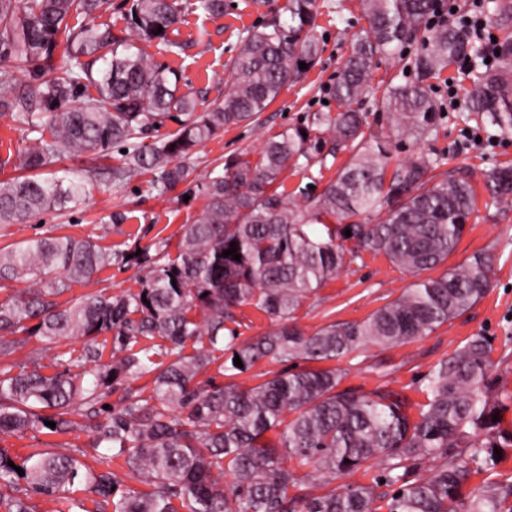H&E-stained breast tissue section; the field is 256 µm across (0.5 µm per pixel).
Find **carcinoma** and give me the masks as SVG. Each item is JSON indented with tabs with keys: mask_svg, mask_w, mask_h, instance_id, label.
<instances>
[{
	"mask_svg": "<svg viewBox=\"0 0 512 512\" xmlns=\"http://www.w3.org/2000/svg\"><path fill=\"white\" fill-rule=\"evenodd\" d=\"M123 4L129 34L120 37L97 22L113 0H0V50L37 71L19 94L12 67L0 68V110L51 129L50 139H36L11 162L21 175L0 180L1 225L80 202L82 181L34 174L70 153L108 157L124 148L117 163L91 169L87 178L106 174L123 183L148 174L150 191L165 196L192 175L197 146L255 122L301 77L299 63L310 68L322 52L316 0H285L281 12L246 30L224 101L199 113L175 70L149 62L133 45L154 42L180 53L181 42L169 37L181 21L179 0ZM196 8L224 16V0H196ZM488 9L480 3L470 21L450 24L441 19L444 0H361L367 27L328 88L338 110L309 112L266 140L256 160L231 155L223 172L204 176L196 193L205 204L182 225L173 258L165 238L128 253L71 236L0 248V282H31L0 302V359L7 363L0 367V435L45 430L89 438L87 449L63 443L30 453L16 463L22 475L0 448V512H36L29 505L36 495L59 503L57 512H378L380 500L387 512H512V482L468 488L477 468H494V450L512 448V430L493 421L502 403L490 380L486 336H472L433 366L426 402L414 415L401 389H342L344 369L306 366L403 345L462 316L490 288L487 254L414 283L360 322H331L311 333L294 322L300 300L363 251L416 274L455 252L476 204L470 179L443 169L447 159L436 153L390 162L393 150L438 134L445 104L430 80L461 61L474 72L469 111L489 127H512V44L486 65L473 34ZM79 16L85 24H69ZM59 50L68 64L58 70L52 60ZM384 58L403 63L414 79L386 82L373 107L386 114L387 130L376 131L361 104ZM48 70L53 77L46 79ZM174 112L187 119L143 142ZM340 151L348 162L321 192L301 204L286 191V169L316 186ZM483 178L493 200L512 197V166H494ZM232 242L238 261L223 256ZM114 263L137 269L138 291L92 290L67 305L55 301ZM45 270L59 277L44 282ZM245 304L275 328L239 341L229 324ZM107 333L112 354L104 363L96 339ZM69 336L84 338L80 353L64 370L45 373L52 345ZM217 352L239 356L243 367L225 366ZM263 359L285 368L262 374L252 387L208 376L214 369L232 378ZM273 431L276 438H268ZM89 455L92 466L83 462ZM287 459L309 472L297 476ZM371 460L378 472L368 484L317 495L302 489L307 478L328 486ZM429 461L437 465L424 475ZM117 467L141 487L124 484ZM77 483L83 498L72 497Z\"/></svg>",
	"mask_w": 512,
	"mask_h": 512,
	"instance_id": "1",
	"label": "carcinoma"
}]
</instances>
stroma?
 Instances as JSON below:
<instances>
[{"instance_id": "35a3bbf8", "label": "stroma", "mask_w": 512, "mask_h": 512, "mask_svg": "<svg viewBox=\"0 0 512 512\" xmlns=\"http://www.w3.org/2000/svg\"><path fill=\"white\" fill-rule=\"evenodd\" d=\"M194 0H181L182 20L174 39L184 42L180 55L165 53L155 44H143L148 60L176 69L183 89L196 92L201 108L224 100L228 89L227 66L235 55L244 32L260 24L266 15L278 11L285 0H263L262 6L250 0H224L223 17L212 18L196 10ZM320 5H339L341 16H319L316 35L324 51L316 64L297 82L285 87L277 100L260 116L257 125L224 130L199 146L194 156L196 178H203L225 157L235 153L257 158L262 144L294 124L304 113L335 110L327 88L350 52V40L365 21L360 0H318ZM451 84L436 83L441 98H456L448 107L436 138L421 142L422 150L445 155L449 167H466L476 189V209L469 229L448 258L455 266L477 253L492 256V285L485 296L464 315L440 326L432 334L387 349L372 347L341 361L345 371L343 386L372 391L388 384L404 390L413 404L425 403L423 379L440 360L462 347L475 334L491 339L494 375L499 379L503 428L512 429V200L492 202L483 187V172L495 164L512 165V128L498 131L495 146L484 148L464 138L472 122L468 117L465 90L470 86L460 66L449 72ZM49 127L32 131L10 115H0V180L14 176L6 166L8 155L28 145L36 134H49ZM204 204L202 197H185L183 188L162 197L149 194L145 178L115 184L90 180L84 184V201L77 207L58 208L22 224L0 225V248L16 246L40 236L69 235L89 239L110 250L129 251L148 245L156 237L170 245L180 242L181 225L197 217ZM125 220L116 224L115 213ZM416 275L396 267L383 255L369 251L345 267L335 280L302 300L295 312L297 324L312 332L337 321H361L416 282Z\"/></svg>"}]
</instances>
